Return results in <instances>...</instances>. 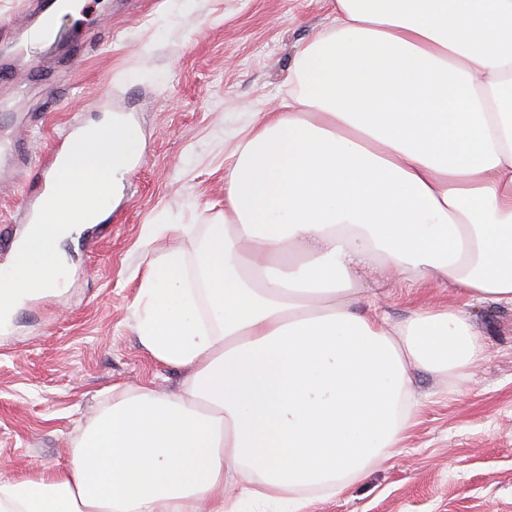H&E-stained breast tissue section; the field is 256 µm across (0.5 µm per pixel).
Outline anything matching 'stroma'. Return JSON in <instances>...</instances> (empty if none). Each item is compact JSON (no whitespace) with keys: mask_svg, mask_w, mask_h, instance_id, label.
I'll list each match as a JSON object with an SVG mask.
<instances>
[{"mask_svg":"<svg viewBox=\"0 0 512 512\" xmlns=\"http://www.w3.org/2000/svg\"><path fill=\"white\" fill-rule=\"evenodd\" d=\"M79 0L83 47L59 18L49 39L32 38L23 0H0L10 21L0 44L23 56L0 82V139L45 158L72 117L103 124L110 109L131 114L141 143L136 180L113 201L105 230L61 250L68 282L25 299L0 336V459L5 474L60 470L80 427L112 385L173 392L179 370L142 347L132 305L150 260L170 243L198 249L181 224L224 218V172L236 134L256 113L288 101L295 55L333 19L330 0ZM34 169H0V219L26 230L23 196ZM401 320L426 303L459 305L453 289L411 291L390 281L366 291ZM487 351L467 386L452 389L423 371L422 405L398 454L373 465L339 498L311 512H512V305L469 306Z\"/></svg>","mask_w":512,"mask_h":512,"instance_id":"1","label":"stroma"}]
</instances>
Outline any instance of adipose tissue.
I'll return each mask as SVG.
<instances>
[{
    "label": "adipose tissue",
    "instance_id": "obj_1",
    "mask_svg": "<svg viewBox=\"0 0 512 512\" xmlns=\"http://www.w3.org/2000/svg\"><path fill=\"white\" fill-rule=\"evenodd\" d=\"M224 176L194 266L152 260L141 345L175 394L112 386L67 468L0 512H307L396 455L417 370L470 381L467 305L512 304V0H332ZM450 288L393 322L366 269Z\"/></svg>",
    "mask_w": 512,
    "mask_h": 512
}]
</instances>
